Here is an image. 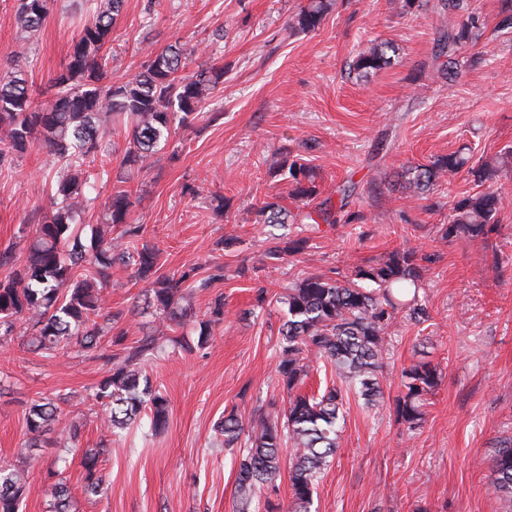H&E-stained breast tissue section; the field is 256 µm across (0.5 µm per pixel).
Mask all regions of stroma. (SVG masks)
<instances>
[{"label":"stroma","instance_id":"35a3bbf8","mask_svg":"<svg viewBox=\"0 0 512 512\" xmlns=\"http://www.w3.org/2000/svg\"><path fill=\"white\" fill-rule=\"evenodd\" d=\"M302 0H126L109 45L112 79L128 80L150 50L180 43L189 68L208 63L224 78L206 108L179 129L133 176L132 223L160 251L162 270L180 275L220 264L224 278L185 297L193 321L175 340L160 338L146 366L169 400L166 429L131 425L108 436L93 398L109 367L78 351L53 359L20 341L0 345V465L24 463L22 512H47L45 479L61 453L58 432L29 438L24 414L38 396H63L66 424L78 437L66 476L73 512H235L236 454L219 423L229 412L257 419L284 407L276 368L288 287L304 272L333 278L376 264L403 243L425 255L418 299L428 316H397L387 330L381 382L384 399L365 408L344 404V424L331 466L317 481L315 512H512V498L492 490L490 464L512 440V164L494 188L504 205L493 230L478 239L442 240L454 202L478 193L467 171L441 179L426 198L394 184L401 166L426 164L467 148L472 164L500 161L512 148V29L497 26L501 0H469L484 23L481 38L456 53V77L442 78L435 40L459 13H440L438 0L403 14L400 0H335L320 28L291 32ZM17 0H0V74L23 70L33 96L51 103L53 76L67 64L86 15L84 0H52L30 51L14 57L21 32ZM396 48L386 68L362 78L351 67L373 42ZM124 128L103 140L111 163L97 170V196L82 216V241L103 221L126 147ZM301 154L316 173L321 197L339 203V184L353 181L351 223L260 224L255 208L274 202L296 213L288 181L276 175L282 152ZM57 158L30 145L0 171V252L22 265L40 216L52 210L50 180ZM307 237L304 254L266 267L273 239ZM266 302L257 306L259 286ZM146 284L114 266L107 293L130 340L162 329L156 312L140 313ZM224 319L197 347L199 323L215 296ZM441 378L415 431L397 422L393 402L400 373L414 359ZM110 438L100 472L106 492L82 491V453Z\"/></svg>","mask_w":512,"mask_h":512}]
</instances>
